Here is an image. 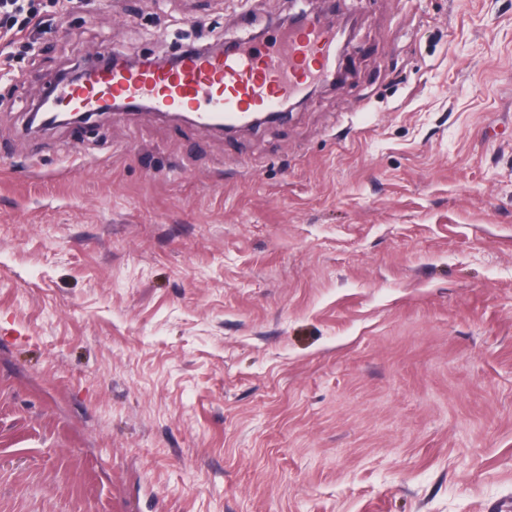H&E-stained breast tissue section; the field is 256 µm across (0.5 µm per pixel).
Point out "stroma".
Instances as JSON below:
<instances>
[{
    "mask_svg": "<svg viewBox=\"0 0 512 512\" xmlns=\"http://www.w3.org/2000/svg\"><path fill=\"white\" fill-rule=\"evenodd\" d=\"M0 71V512H512V0H333L344 84L230 134L31 130L102 44L287 0H32Z\"/></svg>",
    "mask_w": 512,
    "mask_h": 512,
    "instance_id": "stroma-1",
    "label": "stroma"
}]
</instances>
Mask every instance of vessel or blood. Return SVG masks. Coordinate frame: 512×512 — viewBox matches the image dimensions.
Listing matches in <instances>:
<instances>
[{
	"mask_svg": "<svg viewBox=\"0 0 512 512\" xmlns=\"http://www.w3.org/2000/svg\"><path fill=\"white\" fill-rule=\"evenodd\" d=\"M335 34L319 21L281 30L266 45L239 41L233 51L192 50L173 68L128 69L114 63L88 81L63 89L59 101L87 112L104 100L161 112H186L202 127L232 130L261 113H276L309 81L336 64Z\"/></svg>",
	"mask_w": 512,
	"mask_h": 512,
	"instance_id": "obj_1",
	"label": "vessel or blood"
}]
</instances>
